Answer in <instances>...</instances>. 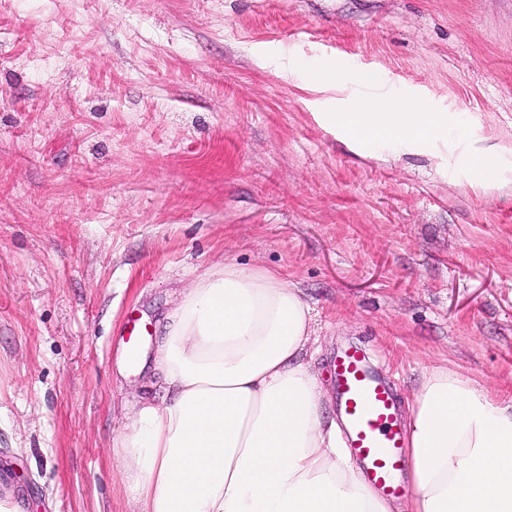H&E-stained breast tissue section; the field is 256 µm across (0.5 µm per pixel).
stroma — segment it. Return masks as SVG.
I'll return each instance as SVG.
<instances>
[{
  "mask_svg": "<svg viewBox=\"0 0 512 512\" xmlns=\"http://www.w3.org/2000/svg\"><path fill=\"white\" fill-rule=\"evenodd\" d=\"M364 75L462 144L351 148L319 115ZM508 149L512 0H0V498L129 512L139 362L225 261L300 288L326 387L352 343L402 407L443 366L512 392V173L457 162ZM464 163L474 172L477 179L494 182L502 174L498 158L490 159L481 154L469 153L462 157Z\"/></svg>",
  "mask_w": 512,
  "mask_h": 512,
  "instance_id": "obj_1",
  "label": "stroma"
}]
</instances>
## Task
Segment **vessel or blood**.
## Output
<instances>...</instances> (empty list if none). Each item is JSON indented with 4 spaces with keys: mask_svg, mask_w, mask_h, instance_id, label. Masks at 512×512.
<instances>
[{
    "mask_svg": "<svg viewBox=\"0 0 512 512\" xmlns=\"http://www.w3.org/2000/svg\"><path fill=\"white\" fill-rule=\"evenodd\" d=\"M333 377L349 448L364 477L385 496L402 494L395 475L408 464L406 440L388 381L371 371L355 347L339 352Z\"/></svg>",
    "mask_w": 512,
    "mask_h": 512,
    "instance_id": "obj_1",
    "label": "vessel or blood"
}]
</instances>
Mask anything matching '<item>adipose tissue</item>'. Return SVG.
Segmentation results:
<instances>
[{
    "label": "adipose tissue",
    "instance_id": "1",
    "mask_svg": "<svg viewBox=\"0 0 512 512\" xmlns=\"http://www.w3.org/2000/svg\"><path fill=\"white\" fill-rule=\"evenodd\" d=\"M321 118L352 145L414 150L447 138L453 123L369 101ZM312 334L308 303L279 272L226 262L195 279L156 347L171 398L127 413L113 444L129 512H512V399L430 370L406 425L412 494L389 500L322 415Z\"/></svg>",
    "mask_w": 512,
    "mask_h": 512
}]
</instances>
